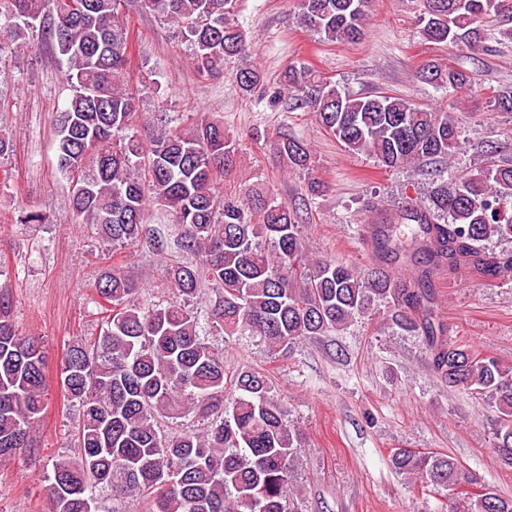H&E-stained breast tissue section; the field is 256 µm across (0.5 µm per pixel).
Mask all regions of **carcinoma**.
<instances>
[{
	"instance_id": "obj_1",
	"label": "carcinoma",
	"mask_w": 512,
	"mask_h": 512,
	"mask_svg": "<svg viewBox=\"0 0 512 512\" xmlns=\"http://www.w3.org/2000/svg\"><path fill=\"white\" fill-rule=\"evenodd\" d=\"M177 23L201 74L224 72V60L246 53L235 20L237 0H141ZM426 40L488 52L512 40V0H422ZM127 0H0V57L41 37L65 63L73 90L56 123L57 169L70 180L69 209L112 246L145 234L147 202L166 208L178 226L183 260L168 268L172 296L148 306L137 284L117 267L93 284L105 314L93 341L68 344L60 385L80 406L77 457L61 456L47 482L49 512H91L94 493L152 502L151 512H297L291 487L305 439L285 418L262 371L228 374L224 353L198 332L191 302L214 292L204 313L226 336H258L275 348L340 334L376 313L416 336L436 376L493 413L491 447L512 467V368L433 327L428 288L435 270H472L496 278L512 257L486 243L512 240V165L492 164L433 184L426 200L394 219L360 225L384 259L410 257L413 276L381 266L360 271L334 260L312 262L295 207L261 183L217 191L240 159L224 123L208 116L184 132L160 130L149 141L134 132L136 95L125 87L131 42L121 18ZM300 23L328 42L364 36L369 0H297ZM416 77L452 92L467 86L462 68L424 64ZM253 91L262 72L236 76ZM280 83L297 108L352 154L400 168L446 160L460 145L461 119L446 108L418 106L378 92L353 96L304 62H291ZM489 112H512V92L495 91ZM288 168L307 177L316 158L302 139L282 134L270 144ZM12 290L0 262V464L34 446L45 410V353L39 337L12 323ZM199 415L205 431L169 432L171 415ZM410 482L448 492L450 512H512V496L483 483L480 492L453 456L408 448L389 458Z\"/></svg>"
}]
</instances>
